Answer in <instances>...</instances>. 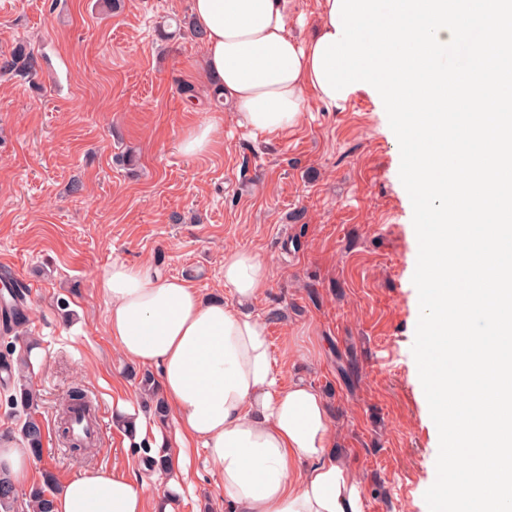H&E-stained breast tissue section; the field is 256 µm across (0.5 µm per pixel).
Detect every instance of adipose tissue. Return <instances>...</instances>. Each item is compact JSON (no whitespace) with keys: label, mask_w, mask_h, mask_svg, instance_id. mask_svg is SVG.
<instances>
[{"label":"adipose tissue","mask_w":512,"mask_h":512,"mask_svg":"<svg viewBox=\"0 0 512 512\" xmlns=\"http://www.w3.org/2000/svg\"><path fill=\"white\" fill-rule=\"evenodd\" d=\"M334 0H320L315 39L289 34L290 0H192L194 25L205 34L204 78L253 131L281 136L298 125L306 92H320L314 73L319 37L335 34ZM269 282L267 263L244 249L224 253L230 300L207 299L184 279L150 264L120 259L102 268L97 286L107 305V333L129 361L159 369L158 386L178 426L169 447L133 402L116 410L151 457L166 469L151 479L121 467L99 468L68 481L52 512H174L184 471L182 444L206 453L224 491L226 512H363L360 481L334 451L329 405L311 385L281 384L267 325L252 308ZM36 457L23 439L0 443V474L31 479Z\"/></svg>","instance_id":"adipose-tissue-1"}]
</instances>
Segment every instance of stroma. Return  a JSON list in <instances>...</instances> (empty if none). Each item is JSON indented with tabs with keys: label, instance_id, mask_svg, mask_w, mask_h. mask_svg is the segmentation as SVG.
I'll use <instances>...</instances> for the list:
<instances>
[{
	"label": "stroma",
	"instance_id": "stroma-1",
	"mask_svg": "<svg viewBox=\"0 0 512 512\" xmlns=\"http://www.w3.org/2000/svg\"><path fill=\"white\" fill-rule=\"evenodd\" d=\"M191 2L121 0L111 11L100 0H0V57L22 42L38 61L36 74L0 76V267L38 288L23 331L36 343L45 429L17 503L48 471L60 483L116 463L145 472L113 418L143 369L112 347L96 273L115 259L147 261L226 299L229 247L267 262L255 312L273 353L288 336L300 347L282 377L327 398L364 512H428L437 429L412 353L413 208L387 114L363 91L342 109L310 94L287 135H252L202 77ZM211 113L223 117L222 145L184 155L181 138ZM75 387L101 414L85 455L58 433ZM184 454L176 512H224L203 449Z\"/></svg>",
	"mask_w": 512,
	"mask_h": 512
}]
</instances>
